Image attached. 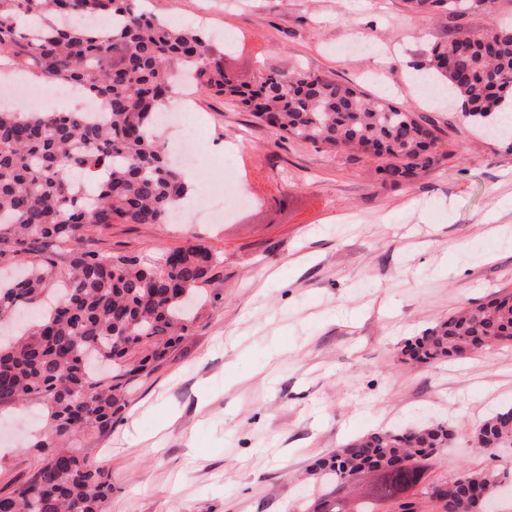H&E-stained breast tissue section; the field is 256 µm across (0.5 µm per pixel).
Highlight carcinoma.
<instances>
[{
  "instance_id": "1",
  "label": "carcinoma",
  "mask_w": 512,
  "mask_h": 512,
  "mask_svg": "<svg viewBox=\"0 0 512 512\" xmlns=\"http://www.w3.org/2000/svg\"><path fill=\"white\" fill-rule=\"evenodd\" d=\"M418 13L496 15V0H406ZM112 20L100 28L64 27L72 15ZM19 64L45 85L76 82L102 101L109 122L82 112L0 108V320L54 302L16 340L0 342V406L37 401L48 416L36 447L44 459L22 484L0 492V512H103L109 473L75 441L112 426L131 383L148 377L199 317L197 290L217 257L207 247L169 249L153 264L128 253L82 248V230L112 224H168L187 188L157 127V104L187 74L201 90L238 100L280 139L328 152L356 151L381 161L384 184L433 170L447 153L435 128L392 101L330 74L260 73L241 84L214 57L205 34L174 27L141 0H0V65ZM427 78L454 95L473 119L512 99V24L489 36L460 31L428 52ZM84 172L90 188L71 180ZM512 343V290L461 307L405 345V361L460 360ZM512 408L473 432L482 453L512 447ZM456 437L432 422L381 429L317 459L312 474L328 484L304 512H341L352 497L392 503L390 512H490L497 470L459 469L428 481L436 448Z\"/></svg>"
}]
</instances>
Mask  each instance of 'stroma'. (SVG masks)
<instances>
[{"label":"stroma","mask_w":512,"mask_h":512,"mask_svg":"<svg viewBox=\"0 0 512 512\" xmlns=\"http://www.w3.org/2000/svg\"><path fill=\"white\" fill-rule=\"evenodd\" d=\"M163 20L205 24L238 79L300 67L361 84L434 123L447 159L399 186L377 160L283 140L242 105L195 91L204 150L196 170L231 161L253 199L223 224H114L94 247L151 260L202 244L218 257L190 335L126 393L107 431L80 451L108 469L105 512H299L318 492L314 461L366 433L417 418L450 423L455 447L430 476L512 470L471 447L512 406V344L432 365L402 363L407 338L456 309L512 289V138L484 135L495 115L433 103L413 73L454 31L483 32L403 0H146ZM30 405L0 408V491L42 458Z\"/></svg>","instance_id":"35a3bbf8"}]
</instances>
